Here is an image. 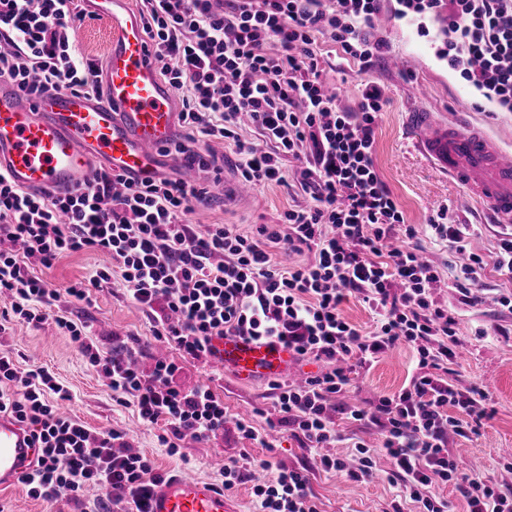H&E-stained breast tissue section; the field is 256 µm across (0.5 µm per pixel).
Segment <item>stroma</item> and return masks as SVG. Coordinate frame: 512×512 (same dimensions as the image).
Returning a JSON list of instances; mask_svg holds the SVG:
<instances>
[{
	"label": "stroma",
	"instance_id": "35a3bbf8",
	"mask_svg": "<svg viewBox=\"0 0 512 512\" xmlns=\"http://www.w3.org/2000/svg\"><path fill=\"white\" fill-rule=\"evenodd\" d=\"M395 0H385L382 22L377 33L389 45V57L369 73H361L353 61L345 59L328 35H317L316 50L322 75L329 85L339 87L340 105L356 106L360 90L367 80L378 82L386 105L376 130V165L382 179L403 210L407 223L417 230L416 242L423 256L438 268L441 281L437 295L447 300L449 309L459 321L458 362L453 376L460 389H482L487 400V416L477 435L463 439L449 436L448 446L457 453L463 471L480 473L512 486V473L504 471V461H512V308L499 303L501 295L512 293V280L494 267L506 227L487 223L480 209H465L464 193L455 182L434 169L417 153L403 132V119L414 105V89L419 82H429L432 91L426 101L429 109L449 116L458 107L471 111L474 122L512 149V112L499 109L479 91L467 86L439 61L435 46L428 38L418 36L416 22L394 16ZM402 59L401 67H391V59ZM208 155L221 159V171H199L196 183L204 188L205 197L195 202L191 216L197 228L208 224H235L244 232L255 231L257 225L275 223L287 209L310 204L308 194L296 182L271 184L255 188L249 195L237 193L240 182L238 156L232 145L213 142ZM447 210L449 218L474 227L471 249L485 261L476 275L477 300L461 303L455 288L459 260L445 242L432 235L428 222L439 210ZM109 256L97 252H79L63 256L41 277L53 287L90 278L99 269L111 266ZM50 314L67 313L75 321L84 322L95 348L111 351L118 344L131 349L142 371H150L160 348L152 335L150 315L133 304L121 290L107 285L93 291L90 302L73 304L59 301ZM10 353L22 367L39 365L49 369L68 386L73 398L66 409L91 429H119L125 432L131 450L149 457L157 472L167 475L191 473L213 485H221L225 461L248 450L255 460H267L287 467L307 468L310 488L318 512H414L410 500L401 497L391 478L386 459H378L372 477L362 483L349 482L340 473H327L316 464V451L291 436L287 428H276L266 443L239 436L234 418L243 416L257 429L267 427L268 420L278 417L275 393L264 379L243 381L232 372H224L211 381L210 369L197 363H185L178 377L184 388L212 382L213 389L224 400L230 417L224 433L208 442L184 438L177 454H168L159 441L161 426L143 424L133 407L118 405L106 379L87 362L69 337L57 332L53 325L38 327L13 324L0 333V352ZM412 352L400 346L382 356L372 366L359 369L352 385L339 403L342 406L363 403L376 397L398 392L411 372ZM333 412L332 419L340 436L329 454L344 457L350 453L352 436L361 437L372 447L380 446L381 437L375 427L350 424L344 414ZM102 496L96 487H87L80 499L63 496L46 501L28 495L23 484L0 489V512H92Z\"/></svg>",
	"mask_w": 512,
	"mask_h": 512
}]
</instances>
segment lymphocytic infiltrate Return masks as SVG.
I'll use <instances>...</instances> for the list:
<instances>
[{
    "label": "lymphocytic infiltrate",
    "mask_w": 512,
    "mask_h": 512,
    "mask_svg": "<svg viewBox=\"0 0 512 512\" xmlns=\"http://www.w3.org/2000/svg\"><path fill=\"white\" fill-rule=\"evenodd\" d=\"M144 31L159 74L181 100L187 144L233 143L240 175L250 184L295 179L310 205L281 213L273 224L241 232L233 224L197 229L186 220L204 192L172 178L130 182L100 171L86 188L63 195L28 192L0 172V332L7 323L53 322L107 379L119 405L133 407L148 425L164 424L161 444L177 453L190 437L223 433L224 401L210 384L192 390L176 382L178 361L160 359L143 375L125 346L94 350L86 325L45 309L60 299L89 301L92 289L119 279L126 296L151 313L155 339L181 358L208 362L214 336H242L291 348L316 371L300 382H272L276 407L292 434L323 449L326 471L361 482L377 456L419 512H450L437 496L451 485L466 512H512V489L479 473L462 472L449 435L477 433L485 395L460 390L452 374L458 321L434 289L437 267L412 241L403 213L375 164L382 87L366 82L356 108L339 107L321 77L313 36L329 34L341 51L371 71L387 52L374 33L382 0H139ZM400 17L444 23L439 59L502 109L512 111V0H397ZM75 0H0V77L13 79L26 98L66 88L101 97L98 65L78 51L84 20ZM259 139L242 140V119ZM300 160L287 174L285 157ZM436 238L458 255L457 287L470 297L482 257L469 247L468 225L447 212L431 219ZM312 253V261L283 267L275 252ZM101 252L112 259L88 280L57 289L34 273L64 255ZM357 293L377 317L362 332L342 315L347 293ZM405 345L415 352L406 386L365 406L347 408L348 420L375 425L380 450L356 442L355 459L327 455L338 435L330 412L350 384L346 357L364 367ZM69 390L46 368L23 369L0 353V412L28 425L37 450L22 478L32 497L79 498L102 489L97 512H148L162 482L147 456L127 448L123 431L94 432L58 404ZM252 482L260 512H317L303 468H272L248 453L224 464L225 489Z\"/></svg>",
    "instance_id": "obj_1"
}]
</instances>
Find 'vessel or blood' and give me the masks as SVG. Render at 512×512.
<instances>
[{
	"instance_id": "b4317fda",
	"label": "vessel or blood",
	"mask_w": 512,
	"mask_h": 512,
	"mask_svg": "<svg viewBox=\"0 0 512 512\" xmlns=\"http://www.w3.org/2000/svg\"><path fill=\"white\" fill-rule=\"evenodd\" d=\"M104 18L110 39L99 73L105 98L66 89L24 102L18 86L0 78V171L19 187L45 194L84 188L98 162L132 181L156 177L163 148L176 138L177 105L159 76L143 26L128 0H85ZM427 86H418L417 104L404 118L409 137L439 171L458 183L474 205L496 223L512 226V152L475 126L467 112L454 118L422 106ZM210 360L240 378L279 380L291 372L288 346L240 336L210 340ZM36 462L22 425L0 413V487L15 485ZM150 512H232L223 490L206 480L178 476L160 483Z\"/></svg>"
}]
</instances>
